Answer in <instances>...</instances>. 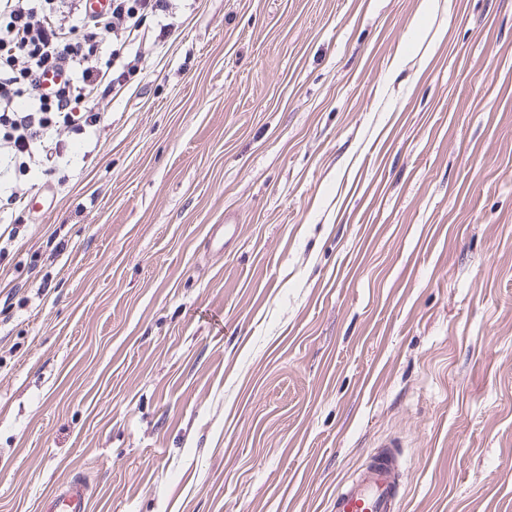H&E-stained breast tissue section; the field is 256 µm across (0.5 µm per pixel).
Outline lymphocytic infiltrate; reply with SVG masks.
<instances>
[{
    "label": "lymphocytic infiltrate",
    "mask_w": 512,
    "mask_h": 512,
    "mask_svg": "<svg viewBox=\"0 0 512 512\" xmlns=\"http://www.w3.org/2000/svg\"><path fill=\"white\" fill-rule=\"evenodd\" d=\"M170 9V0H111L108 13L89 17L80 0H0V158L57 173L58 131L100 124L93 103L145 69L135 51L151 39L144 22ZM106 44L120 67L99 65Z\"/></svg>",
    "instance_id": "f902f5d3"
}]
</instances>
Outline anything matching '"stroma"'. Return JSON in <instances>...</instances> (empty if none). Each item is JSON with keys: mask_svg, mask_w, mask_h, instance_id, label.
<instances>
[{"mask_svg": "<svg viewBox=\"0 0 512 512\" xmlns=\"http://www.w3.org/2000/svg\"><path fill=\"white\" fill-rule=\"evenodd\" d=\"M173 10L0 208V512H328L391 435L403 512H512V0ZM92 490L81 475H74L43 498L40 512H91Z\"/></svg>", "mask_w": 512, "mask_h": 512, "instance_id": "stroma-1", "label": "stroma"}]
</instances>
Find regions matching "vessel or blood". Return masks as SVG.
Returning <instances> with one entry per match:
<instances>
[{"label": "vessel or blood", "mask_w": 512, "mask_h": 512, "mask_svg": "<svg viewBox=\"0 0 512 512\" xmlns=\"http://www.w3.org/2000/svg\"><path fill=\"white\" fill-rule=\"evenodd\" d=\"M401 445L397 438L381 441L361 471L331 495L329 512H400ZM91 499L89 483L75 475L43 498L40 512H91Z\"/></svg>", "instance_id": "vessel-or-blood-1"}]
</instances>
